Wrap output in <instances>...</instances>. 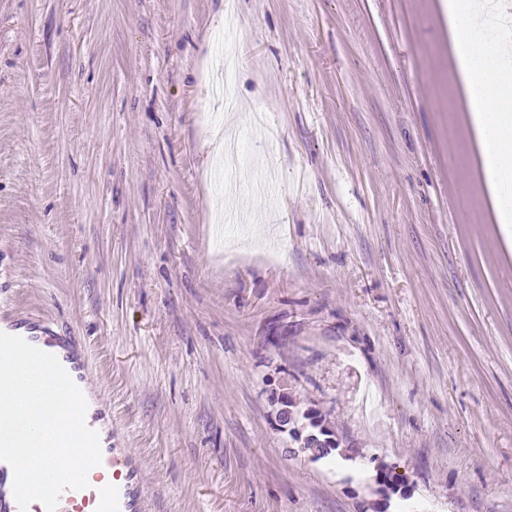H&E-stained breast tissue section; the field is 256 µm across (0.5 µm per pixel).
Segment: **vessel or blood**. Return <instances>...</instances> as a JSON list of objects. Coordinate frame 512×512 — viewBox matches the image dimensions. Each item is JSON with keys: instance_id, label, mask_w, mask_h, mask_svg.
I'll return each mask as SVG.
<instances>
[{"instance_id": "obj_1", "label": "vessel or blood", "mask_w": 512, "mask_h": 512, "mask_svg": "<svg viewBox=\"0 0 512 512\" xmlns=\"http://www.w3.org/2000/svg\"><path fill=\"white\" fill-rule=\"evenodd\" d=\"M0 296V332L17 335L55 355L82 391L91 411L89 426L99 437L102 463L95 467L86 488L65 490L57 512H145V492L139 459L112 444V418L98 392L88 382V361L80 337L55 336L50 329L14 319L3 309ZM13 470L0 461V512L20 511L13 495Z\"/></svg>"}]
</instances>
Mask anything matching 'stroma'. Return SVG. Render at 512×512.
I'll use <instances>...</instances> for the list:
<instances>
[{"label": "stroma", "mask_w": 512, "mask_h": 512, "mask_svg": "<svg viewBox=\"0 0 512 512\" xmlns=\"http://www.w3.org/2000/svg\"><path fill=\"white\" fill-rule=\"evenodd\" d=\"M1 288L83 339L149 512H512V243L444 0H0ZM276 422L279 429L290 431L295 436L294 442L298 444L297 447L308 451L314 459L325 458L336 449L330 448L337 444L333 434L328 436L318 431L307 430L306 425L299 424L297 412L292 407L281 408L276 414Z\"/></svg>", "instance_id": "1"}]
</instances>
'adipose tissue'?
<instances>
[{"label": "adipose tissue", "mask_w": 512, "mask_h": 512, "mask_svg": "<svg viewBox=\"0 0 512 512\" xmlns=\"http://www.w3.org/2000/svg\"><path fill=\"white\" fill-rule=\"evenodd\" d=\"M512 0H447L448 43L463 79L487 190L512 229Z\"/></svg>", "instance_id": "obj_1"}]
</instances>
